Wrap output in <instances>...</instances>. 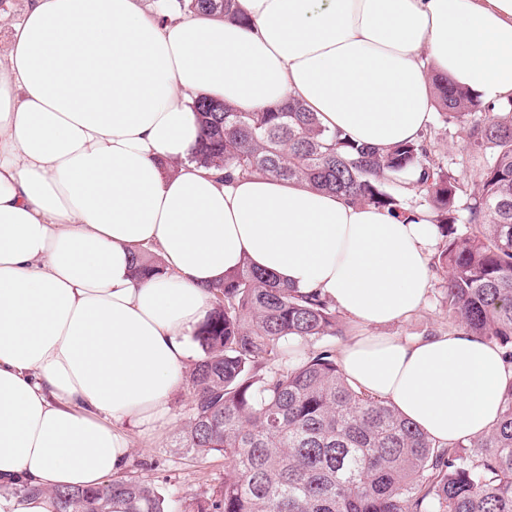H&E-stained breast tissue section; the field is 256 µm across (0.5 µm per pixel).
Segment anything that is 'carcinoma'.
I'll return each instance as SVG.
<instances>
[{
  "label": "carcinoma",
  "mask_w": 512,
  "mask_h": 512,
  "mask_svg": "<svg viewBox=\"0 0 512 512\" xmlns=\"http://www.w3.org/2000/svg\"><path fill=\"white\" fill-rule=\"evenodd\" d=\"M180 9L229 21L235 0H179ZM444 120L482 111L467 92L433 79ZM500 117L472 126L473 145L492 150L460 235L457 186L422 138L386 149L359 146L290 101L240 112L202 98L193 159L224 167V178L255 174L304 183L404 215L385 189L410 180L432 202L444 238L434 265L448 274V317L466 334L498 345L512 364V99ZM158 258L144 250L133 273ZM212 309L194 342L191 407L177 436L187 454L224 455V485L189 512H512V384L481 438L440 445L392 406L356 389L330 339L344 334L336 307L316 290L278 283L245 261L211 287ZM17 491L52 500L53 512H169L154 485L120 478L101 488Z\"/></svg>",
  "instance_id": "obj_1"
}]
</instances>
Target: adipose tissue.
<instances>
[{
    "mask_svg": "<svg viewBox=\"0 0 512 512\" xmlns=\"http://www.w3.org/2000/svg\"><path fill=\"white\" fill-rule=\"evenodd\" d=\"M244 22L148 0H29L0 52V484L102 487L131 429L164 424L212 307L243 261L313 288L369 332L338 361L442 443L496 421L512 369L455 329L380 334L426 300L436 228L191 159L205 96L302 102L328 129L418 139L433 77L512 98V0H238ZM159 273L132 274L139 249Z\"/></svg>",
    "mask_w": 512,
    "mask_h": 512,
    "instance_id": "obj_1",
    "label": "adipose tissue"
}]
</instances>
